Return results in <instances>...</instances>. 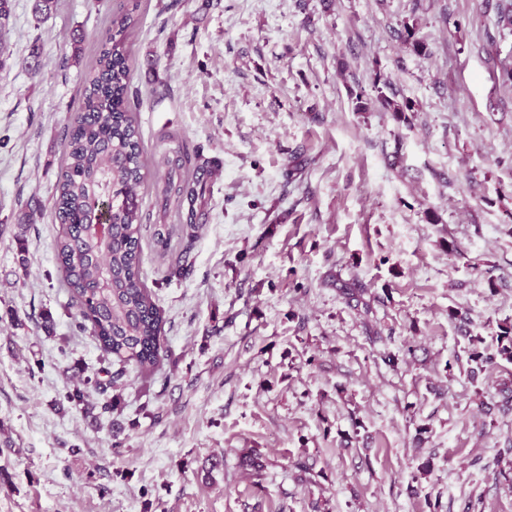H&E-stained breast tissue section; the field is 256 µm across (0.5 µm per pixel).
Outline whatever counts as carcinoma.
I'll return each instance as SVG.
<instances>
[{"instance_id":"carcinoma-1","label":"carcinoma","mask_w":512,"mask_h":512,"mask_svg":"<svg viewBox=\"0 0 512 512\" xmlns=\"http://www.w3.org/2000/svg\"><path fill=\"white\" fill-rule=\"evenodd\" d=\"M137 0H117L111 28L101 40L99 55L84 80L81 101L63 144L64 164L51 210L61 232L55 251L63 285L76 307L75 327L91 330L100 348L123 364L143 373L153 372L159 361L165 318L142 277L141 190L147 183V160L131 101L132 58L126 42L137 27ZM13 0H0V67L8 58V25ZM166 163L181 170L189 162L185 145L170 149ZM208 191L203 181L167 176L166 196L178 210ZM112 196V231L100 236L86 228L95 205ZM193 211L181 224L186 241L169 276L184 277L192 242L196 238ZM468 361L477 369L504 360L512 363V323L505 321L496 336L493 353L478 348L480 338H469ZM124 368L106 380L84 381L65 393L74 407L85 404L87 385L104 393L114 387Z\"/></svg>"}]
</instances>
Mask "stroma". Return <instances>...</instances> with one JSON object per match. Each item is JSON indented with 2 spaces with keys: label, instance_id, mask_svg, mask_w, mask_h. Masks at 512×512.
Listing matches in <instances>:
<instances>
[{
  "label": "stroma",
  "instance_id": "35a3bbf8",
  "mask_svg": "<svg viewBox=\"0 0 512 512\" xmlns=\"http://www.w3.org/2000/svg\"><path fill=\"white\" fill-rule=\"evenodd\" d=\"M33 3L13 0L0 67V512H512V364L469 377L460 329L492 349L512 321L501 0H138L163 352L78 408L66 391L118 363L74 326L50 207L112 0ZM168 133L215 170L182 278L153 235Z\"/></svg>",
  "mask_w": 512,
  "mask_h": 512
}]
</instances>
